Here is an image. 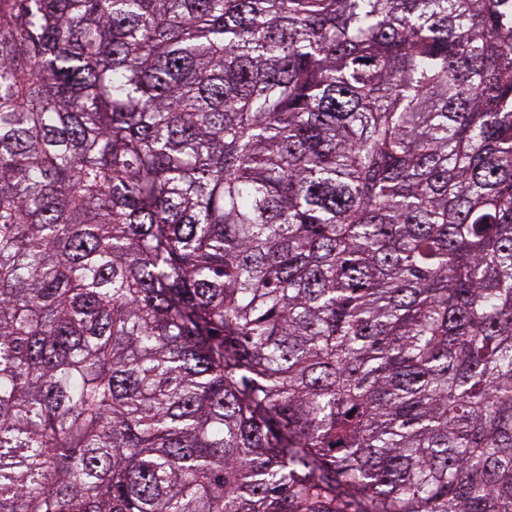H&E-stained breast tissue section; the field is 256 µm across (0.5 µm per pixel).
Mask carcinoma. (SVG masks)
Masks as SVG:
<instances>
[{
	"label": "carcinoma",
	"instance_id": "1",
	"mask_svg": "<svg viewBox=\"0 0 512 512\" xmlns=\"http://www.w3.org/2000/svg\"><path fill=\"white\" fill-rule=\"evenodd\" d=\"M0 512H512V0H0Z\"/></svg>",
	"mask_w": 512,
	"mask_h": 512
}]
</instances>
